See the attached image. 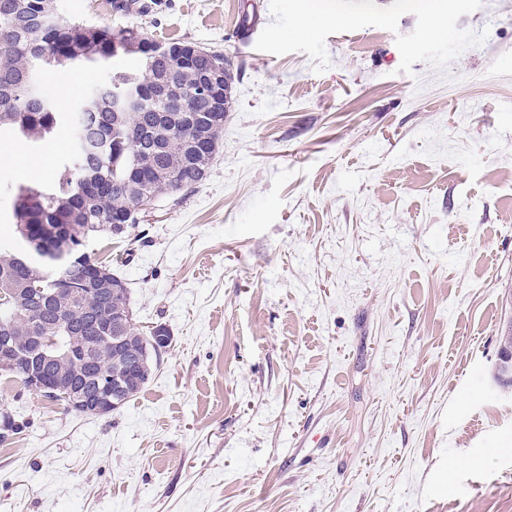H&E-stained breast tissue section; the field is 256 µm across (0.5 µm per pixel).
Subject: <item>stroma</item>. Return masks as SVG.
Listing matches in <instances>:
<instances>
[{
    "label": "stroma",
    "instance_id": "stroma-1",
    "mask_svg": "<svg viewBox=\"0 0 512 512\" xmlns=\"http://www.w3.org/2000/svg\"><path fill=\"white\" fill-rule=\"evenodd\" d=\"M60 0L70 19L140 28L231 60L219 151L195 189L162 197L145 246L91 243L129 284L138 326L172 344L107 417L21 392L0 372V512H512V0L444 68L400 73L397 31L327 37L307 54L243 51L269 0ZM105 78L46 76L59 112ZM68 129L33 148L51 180Z\"/></svg>",
    "mask_w": 512,
    "mask_h": 512
}]
</instances>
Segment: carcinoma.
<instances>
[{"label": "carcinoma", "instance_id": "obj_1", "mask_svg": "<svg viewBox=\"0 0 512 512\" xmlns=\"http://www.w3.org/2000/svg\"><path fill=\"white\" fill-rule=\"evenodd\" d=\"M46 0H0V131L21 136L32 146L50 139L59 125L70 126L73 150L42 187L19 184L10 190L11 219L23 225L32 237L52 246L58 231L74 239V249L61 263H33L25 267L14 259V252L0 249V294L11 288H29L32 295L52 296L63 309L66 321L57 324L53 312L34 298L25 306L0 299V336L12 337L18 362L0 365V371L28 388L23 372L27 366L29 337L51 339L56 360L46 366L52 372L65 368L74 390L91 399L99 381L97 373L115 369L112 346L93 329L87 317L98 313L106 318L117 303L129 302L128 294L111 297L90 294L100 273L113 285L127 289L125 279L112 271V265L98 261L88 252V243L102 234L104 240L142 241L132 234L139 223V194L158 198L192 189L206 179L224 132V113L215 112L207 97L198 92V77L223 55L200 52L180 70L171 67L167 49L179 45L160 44L134 35L128 26L106 29L72 21L64 27L38 25ZM131 57L130 68L110 66L120 57ZM96 66L104 70L101 85L118 93H133L136 108L119 117L112 112L111 96H98L94 89L88 100L69 116L55 111L52 97L44 91L45 74L52 67ZM174 86L183 93L186 110L197 116L196 125L179 123L180 109L160 97ZM212 130L211 139L195 157L186 145L198 132ZM106 139L102 158H86L80 149L81 136ZM79 336L91 347L89 360L79 357L59 361L71 339ZM171 342L147 353L132 372L140 383L120 397L124 405L139 393ZM19 426L11 415H0V444L17 433Z\"/></svg>", "mask_w": 512, "mask_h": 512}]
</instances>
